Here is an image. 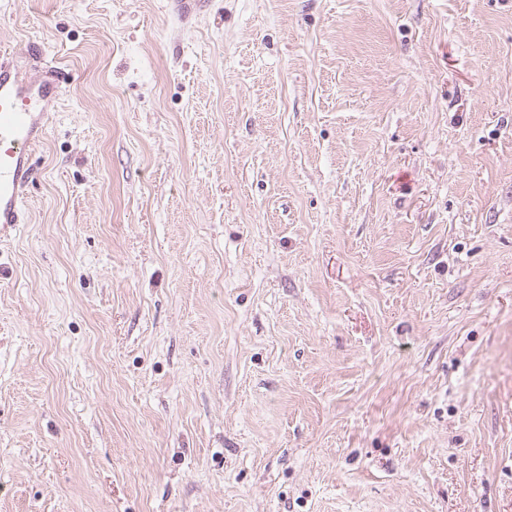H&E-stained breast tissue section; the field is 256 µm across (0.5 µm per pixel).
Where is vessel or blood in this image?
<instances>
[{"instance_id":"b4317fda","label":"vessel or blood","mask_w":512,"mask_h":512,"mask_svg":"<svg viewBox=\"0 0 512 512\" xmlns=\"http://www.w3.org/2000/svg\"><path fill=\"white\" fill-rule=\"evenodd\" d=\"M66 80L55 66L32 79L0 61V224L23 220L24 189L34 172L31 153L46 134L48 114Z\"/></svg>"}]
</instances>
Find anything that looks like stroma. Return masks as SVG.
Wrapping results in <instances>:
<instances>
[{
    "label": "stroma",
    "mask_w": 512,
    "mask_h": 512,
    "mask_svg": "<svg viewBox=\"0 0 512 512\" xmlns=\"http://www.w3.org/2000/svg\"><path fill=\"white\" fill-rule=\"evenodd\" d=\"M70 72L0 226V512H512V0H0Z\"/></svg>",
    "instance_id": "stroma-1"
}]
</instances>
